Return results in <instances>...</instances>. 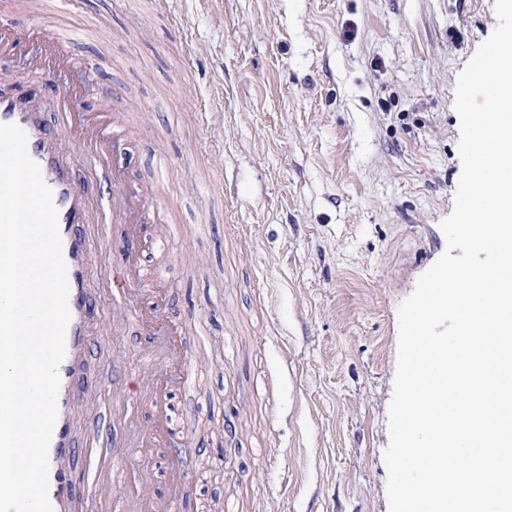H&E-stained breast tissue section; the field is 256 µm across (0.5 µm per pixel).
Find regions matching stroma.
Masks as SVG:
<instances>
[{"mask_svg":"<svg viewBox=\"0 0 512 512\" xmlns=\"http://www.w3.org/2000/svg\"><path fill=\"white\" fill-rule=\"evenodd\" d=\"M494 2L44 0L86 111L126 130L127 184L159 187L141 256L196 360L168 395L189 452L140 448L154 406L132 385L166 362V330L112 327L98 301L76 398L95 391L103 428L78 411L76 476L110 452L128 494L171 498L180 467L182 512H389L398 308L447 247L455 86Z\"/></svg>","mask_w":512,"mask_h":512,"instance_id":"35a3bbf8","label":"stroma"}]
</instances>
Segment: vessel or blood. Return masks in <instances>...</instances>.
<instances>
[{
  "mask_svg": "<svg viewBox=\"0 0 512 512\" xmlns=\"http://www.w3.org/2000/svg\"><path fill=\"white\" fill-rule=\"evenodd\" d=\"M11 40H0V57L18 52L20 48L39 45L41 52L31 58L29 72L39 79L59 83L57 96V127L41 123L27 109L19 95L0 92V123L18 125L27 135V151L50 187L58 210L62 253L67 266L69 287L68 308L71 315L66 332V354L59 366L61 380L57 400L58 416L48 448V485L53 512H67L76 487L66 460L74 453L71 430V408L80 381L84 376L87 336L94 317V307L88 294L92 257L99 243L112 238L122 242L121 265L112 278L103 282L102 295L111 300L113 317L137 318L146 332H153L158 321H165L172 336L181 330L174 320H163L156 305L146 304V297L162 295V280L143 283L141 251L139 248L142 215L153 196L152 190L138 193L124 188L126 176L119 162L123 138L118 132L103 127L104 113L89 112L81 105L82 86L78 83L60 84L62 73L73 70L72 38L46 27L35 16L20 17L13 22ZM71 134L88 170L111 169L112 187L88 186L78 182L73 161L62 147V134ZM98 204L103 222L97 234L87 231L91 204ZM141 391L152 399L156 415L146 436L148 445L158 437L171 434V420L165 400L164 375L153 372L141 381ZM85 496L98 505H121L125 495L121 476L111 463L89 466L84 475Z\"/></svg>",
  "mask_w": 512,
  "mask_h": 512,
  "instance_id": "b4317fda",
  "label": "vessel or blood"
}]
</instances>
